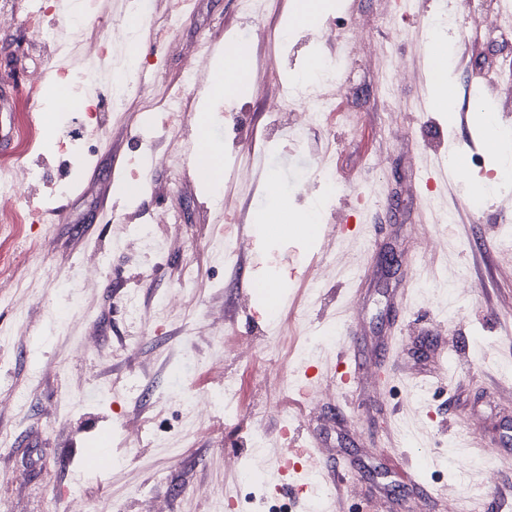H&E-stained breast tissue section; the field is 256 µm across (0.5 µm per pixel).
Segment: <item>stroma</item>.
Masks as SVG:
<instances>
[{
  "instance_id": "obj_1",
  "label": "stroma",
  "mask_w": 512,
  "mask_h": 512,
  "mask_svg": "<svg viewBox=\"0 0 512 512\" xmlns=\"http://www.w3.org/2000/svg\"><path fill=\"white\" fill-rule=\"evenodd\" d=\"M301 5L265 0L249 15L241 0H190L159 42L151 28L170 0H101L90 19L44 0L71 54L0 30V88L18 87L0 126L15 133L12 157L43 173L27 190L34 223L0 230L13 264L0 275V512H225L229 500L240 512H447L452 493L465 512H512V187L477 209L469 168H448L449 156L486 155L487 123L512 131V99L482 96L512 66V31L449 33L434 81L430 24L452 10L479 26L468 0H413L407 13L325 0L311 23ZM135 13L154 89L190 65L211 73L223 46L247 39L234 82L218 94L197 82L180 132L156 128L144 145L142 96L93 116L56 109L51 90L108 97L83 77L123 56L80 47ZM190 42L203 47L192 64ZM319 56L346 60L324 124L270 111ZM23 126L37 150L17 138ZM203 128L223 159L217 201L191 156ZM323 167L330 195L313 182ZM273 190L295 216L320 203L315 235L267 234ZM169 212L177 223H156ZM142 224L152 237L133 233ZM342 359L359 366L346 388ZM194 392L206 400L191 411ZM103 429L112 465L96 472L85 455ZM258 446L271 464L252 491L242 476ZM289 446L333 459L335 472L316 474L321 499L300 492L305 473L280 472Z\"/></svg>"
}]
</instances>
